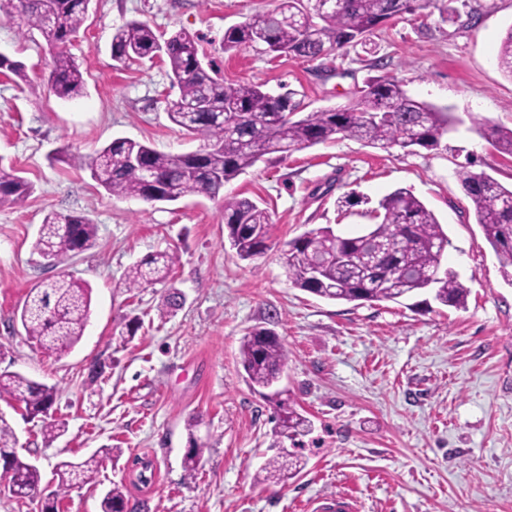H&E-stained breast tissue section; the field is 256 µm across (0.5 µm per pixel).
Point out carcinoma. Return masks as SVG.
Segmentation results:
<instances>
[{
    "mask_svg": "<svg viewBox=\"0 0 512 512\" xmlns=\"http://www.w3.org/2000/svg\"><path fill=\"white\" fill-rule=\"evenodd\" d=\"M19 16L27 30L39 31L57 52L53 56L50 88L60 99H72L84 88L79 65L65 50L84 24V0H26ZM432 3V0H278L275 9L253 15L224 31V49L276 46L294 57L314 60L351 44L366 42L387 21ZM115 59L166 58L172 86L179 95L168 109L171 122L201 141L200 148L171 155L128 138H116L76 162L90 171L105 191L115 196L153 202L176 201L191 194L221 203L227 238L236 256L252 260L265 253L269 213L246 197H227L224 184L245 173L262 157L290 155L315 145L351 138L388 151L420 147L434 149L453 125L450 112L409 96L402 81L371 79L353 93L351 101L334 108L307 112L298 119L300 103L291 93L272 95L257 83L224 84L203 64L197 37L179 30L163 38L146 22L131 21L112 35ZM497 66L512 79V26L502 38ZM483 137L498 152L512 156V128L488 125ZM461 185L474 205L475 223L483 232L501 267L512 268V186L467 168L458 171ZM34 186L14 167L0 165V202L24 203ZM375 223L362 235L341 236L329 225L311 229L288 242L284 265L293 285L317 297L335 301L397 302L420 290L432 289L444 306L463 308L468 291L454 272L442 269L448 235L434 212L412 190L397 188L369 211ZM97 227L76 214L51 213L39 230L35 248L59 259L91 249ZM179 257L158 252L132 266L124 285L130 291L166 280ZM90 290L63 272L31 289L20 313L25 336L39 349L64 354L80 341L90 315ZM240 364L246 381L266 391L274 403L275 436L296 441L310 431L282 392L274 389L287 360L280 338L256 327L242 337ZM13 397L32 418L46 416L57 389L19 372L0 371V397ZM187 423L190 448L184 468L194 471L204 454L194 429ZM13 428L0 415V490L16 497L38 491V467L16 451ZM119 448H100L91 456L62 460L54 468L56 489L38 502V512H60V499L74 488L94 482ZM306 465L297 454H278L256 473L255 479L286 482ZM124 486L113 484L100 502V512H125Z\"/></svg>",
    "mask_w": 512,
    "mask_h": 512,
    "instance_id": "1",
    "label": "carcinoma"
}]
</instances>
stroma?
Masks as SVG:
<instances>
[{
    "instance_id": "35a3bbf8",
    "label": "stroma",
    "mask_w": 512,
    "mask_h": 512,
    "mask_svg": "<svg viewBox=\"0 0 512 512\" xmlns=\"http://www.w3.org/2000/svg\"><path fill=\"white\" fill-rule=\"evenodd\" d=\"M274 0H91L67 46L85 79L71 100L50 90L53 51L22 37L19 19L0 17V53L27 75H0V164L34 184L23 204L0 202V370L59 389L53 412L66 434L45 441L22 403L0 398L17 448L55 488V465L108 446L123 451L94 487L73 489L60 512H98L117 481L130 512H307L346 495L357 512H512V281L506 280L457 173L463 165L512 184V157L493 150L483 123L512 127V78L494 56L512 26V0H456V22L430 5L380 26L367 45L309 61L260 48L225 51L224 31L272 9ZM133 20L161 34L185 30L227 83L293 91L308 110L345 103L374 76L401 80L409 95L449 109L458 123L438 148L375 149L339 139L265 156L227 183L271 216L269 248L237 258L220 203L189 195L175 202L117 197L87 169L61 156L88 155L131 138L179 154L199 148L167 116L178 92L165 59L120 62L112 35ZM398 187L433 210L449 239L442 265L467 288L463 308L432 291L402 302H344L296 288L283 267L286 243L332 225L363 231L369 217L337 200L357 192L378 202ZM87 216L95 246L56 261L35 248L49 213ZM160 251L177 253L171 276L138 292L124 278ZM68 273L91 290L80 342L58 356L27 341L19 320L31 288ZM176 306H167L169 295ZM273 330L288 351L279 382L308 418L307 464L287 483L255 482L271 456L274 407L244 378L242 337ZM135 337L122 342L121 333ZM199 417L207 447L196 471L183 467L187 422ZM152 461L150 484L134 458Z\"/></svg>"
}]
</instances>
